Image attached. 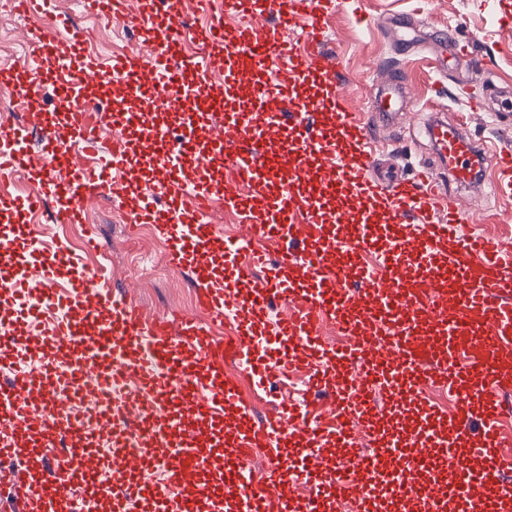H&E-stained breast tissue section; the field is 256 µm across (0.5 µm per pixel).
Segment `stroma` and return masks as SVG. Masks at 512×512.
<instances>
[{
  "label": "stroma",
  "instance_id": "obj_1",
  "mask_svg": "<svg viewBox=\"0 0 512 512\" xmlns=\"http://www.w3.org/2000/svg\"><path fill=\"white\" fill-rule=\"evenodd\" d=\"M366 7L374 16H407L421 40L411 52L400 54L399 31L359 25L348 0L337 8L327 32L330 49L344 59L357 105L365 106L370 101L369 70L373 65L402 67L414 84L409 109L416 113V120L404 118L376 132V148L382 161L404 173L434 163V148L425 132L433 119L461 125L477 139L512 144V127L496 126L487 113L467 111L465 102L450 94L460 79L469 80L470 92L475 96L484 94L489 81L502 88L512 87V0H368ZM53 10L86 30L87 50L95 57L105 59L134 46L135 37L123 23L107 25L86 18L80 0H53ZM36 24V19L0 10V75L7 74L26 57L19 43L10 42V35ZM448 29L457 30L479 49L485 61L479 76H472L467 65L453 62L446 70H439L444 44L438 34ZM481 191L482 199L474 203L478 222L472 225V232L512 244V199L498 198L487 184ZM126 214L125 201L106 197L87 205L83 224L65 227L42 217L36 225L43 241L63 237L77 250L83 246L85 231H92L101 250L85 255L86 264L108 265L112 288L128 294L147 315L195 313V293L188 273L165 268L164 239L150 224L130 231ZM157 262L164 266L162 273H149V266ZM240 388L258 415L272 416L280 412L281 400L300 401L305 385L300 375L292 372L278 387L262 389L244 377Z\"/></svg>",
  "mask_w": 512,
  "mask_h": 512
}]
</instances>
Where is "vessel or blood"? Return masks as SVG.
Returning <instances> with one entry per match:
<instances>
[{
    "label": "vessel or blood",
    "mask_w": 512,
    "mask_h": 512,
    "mask_svg": "<svg viewBox=\"0 0 512 512\" xmlns=\"http://www.w3.org/2000/svg\"><path fill=\"white\" fill-rule=\"evenodd\" d=\"M40 16L22 39L31 50L0 105L35 86L57 110L0 138V295L15 313L0 323V503L13 512H286L301 480L321 491L304 512H512L502 475L504 387L512 382V251L474 234L461 195L478 179L512 195V148L473 140L460 127L427 133L447 178L383 169L377 127L405 112L411 86L394 70L373 77L356 106L324 33L336 0H81L137 34L136 51L100 63L82 51L85 31L59 37L52 0H14ZM206 14L207 55L184 52V20ZM297 40H285L288 29ZM219 65L224 84L213 87ZM124 85L127 106L104 100L116 133L99 152L98 127L76 111L90 86ZM167 102L169 120L146 124L143 100ZM151 151L159 179L139 194L133 224L155 225L170 265L192 273L201 316L150 318L113 294L105 267L88 268L65 244L38 242L32 218L53 203L60 224L84 205L127 198L121 176ZM38 192L12 195L16 174ZM459 192L448 195L447 182ZM243 217L240 234L211 223L214 200ZM377 253V264L364 260ZM289 314L270 324L268 311ZM235 313V338L216 334ZM350 341L331 350L322 323ZM378 336L392 337L390 348ZM266 386L306 364L316 415L283 409L260 419L242 399L226 359ZM454 393L449 415H407L428 381ZM385 388L390 418L370 398ZM380 441L375 453L358 437ZM340 455L331 474L318 447ZM63 448L65 463L48 458ZM282 465L255 491V449ZM223 476L199 480L216 451ZM24 472H17L16 463Z\"/></svg>",
    "instance_id": "vessel-or-blood-1"
}]
</instances>
